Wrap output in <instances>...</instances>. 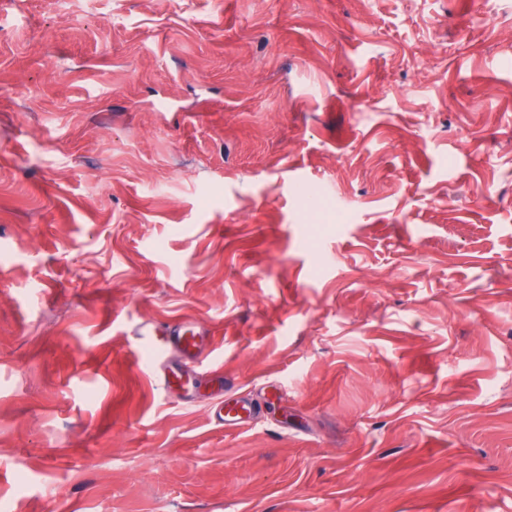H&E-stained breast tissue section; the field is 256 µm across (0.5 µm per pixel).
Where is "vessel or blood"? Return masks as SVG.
<instances>
[{"label":"vessel or blood","instance_id":"1","mask_svg":"<svg viewBox=\"0 0 512 512\" xmlns=\"http://www.w3.org/2000/svg\"><path fill=\"white\" fill-rule=\"evenodd\" d=\"M146 344L152 350L159 379L163 388L170 393L186 390L191 381L192 369L201 360L211 341L205 332L188 318H180L163 324L148 325L144 331ZM178 352L180 362H166L169 352ZM213 391L219 401L212 414L215 423L224 429L232 430L251 426L260 408L250 394L238 393L231 401H222L224 373L221 369L211 372Z\"/></svg>","mask_w":512,"mask_h":512}]
</instances>
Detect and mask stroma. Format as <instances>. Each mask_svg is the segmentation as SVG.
<instances>
[{
	"mask_svg": "<svg viewBox=\"0 0 512 512\" xmlns=\"http://www.w3.org/2000/svg\"><path fill=\"white\" fill-rule=\"evenodd\" d=\"M0 506L512 512V0H0ZM140 336L152 350L156 364L151 368L161 371L159 379L168 393H180L187 389L193 372L191 370L203 357L211 340L189 318H180L163 324L150 323ZM176 351L181 356L179 363H166L167 353ZM213 383V392L219 400L212 419L226 430L249 427L255 416L260 412V407L254 402L250 394L238 393L230 402L224 401V372L219 368H213L209 372Z\"/></svg>",
	"mask_w": 512,
	"mask_h": 512,
	"instance_id": "1",
	"label": "stroma"
}]
</instances>
